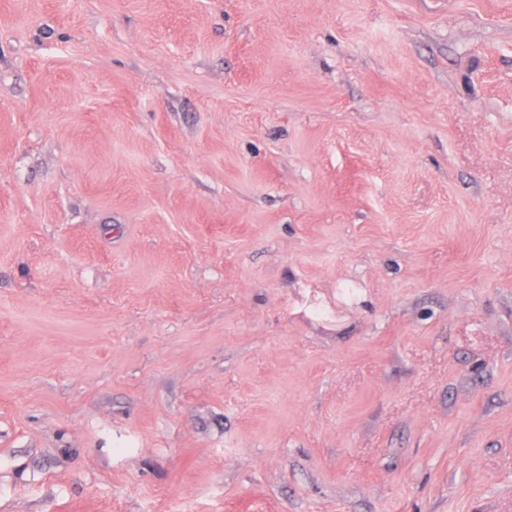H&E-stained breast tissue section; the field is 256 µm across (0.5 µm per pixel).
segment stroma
<instances>
[{
  "instance_id": "1",
  "label": "stroma",
  "mask_w": 512,
  "mask_h": 512,
  "mask_svg": "<svg viewBox=\"0 0 512 512\" xmlns=\"http://www.w3.org/2000/svg\"><path fill=\"white\" fill-rule=\"evenodd\" d=\"M0 512H512V0H0Z\"/></svg>"
}]
</instances>
